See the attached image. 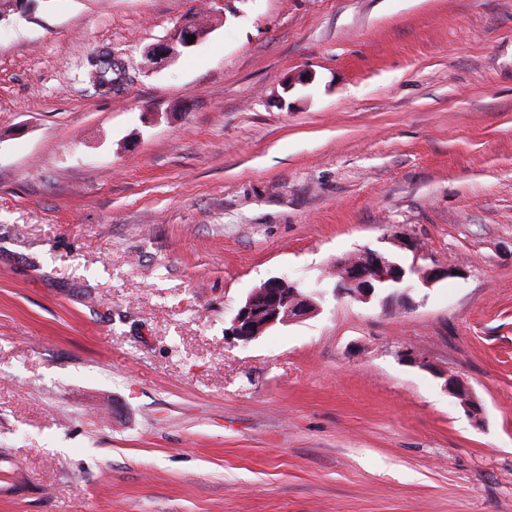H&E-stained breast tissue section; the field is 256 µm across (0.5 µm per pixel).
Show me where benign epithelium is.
Here are the masks:
<instances>
[{
  "label": "benign epithelium",
  "instance_id": "1",
  "mask_svg": "<svg viewBox=\"0 0 512 512\" xmlns=\"http://www.w3.org/2000/svg\"><path fill=\"white\" fill-rule=\"evenodd\" d=\"M209 32L208 26L200 21L190 20L181 24L170 38L151 46L144 53L141 68L147 71L157 69L177 57L180 50L197 45ZM189 35L195 36V40L188 41ZM336 266L340 280L334 283L333 292L363 300L371 298L378 289L407 284L412 274L418 276L422 286L429 288L459 273L456 268H425L415 262L406 267L395 257L374 250L341 259ZM322 297L323 291L316 287L304 288L286 276L272 278L253 290L240 304L230 326L224 329V339L252 342L272 327L286 326L316 313ZM447 388L469 412H475L479 402L470 387L450 378Z\"/></svg>",
  "mask_w": 512,
  "mask_h": 512
}]
</instances>
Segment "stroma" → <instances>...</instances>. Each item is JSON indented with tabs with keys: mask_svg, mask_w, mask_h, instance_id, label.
<instances>
[{
	"mask_svg": "<svg viewBox=\"0 0 512 512\" xmlns=\"http://www.w3.org/2000/svg\"><path fill=\"white\" fill-rule=\"evenodd\" d=\"M367 249L459 274L334 294ZM283 275L320 311L225 340ZM0 512H512V0H35L0 26ZM210 32L208 26L200 21L190 20L181 24L174 34L162 42L148 49L143 55L141 68L152 71L177 57L181 52L179 48L189 49L197 45ZM188 35H195L194 42L187 40ZM111 58V52H103L98 54L95 58L88 59L87 73L93 78L91 75L92 71H97L98 82L96 81V83L100 86L104 85V81H108L110 85L120 84L126 76V70L125 67H123V70H121L123 75L120 78L118 77L113 67H111V65L115 64L110 61Z\"/></svg>",
	"mask_w": 512,
	"mask_h": 512,
	"instance_id": "35a3bbf8",
	"label": "stroma"
}]
</instances>
